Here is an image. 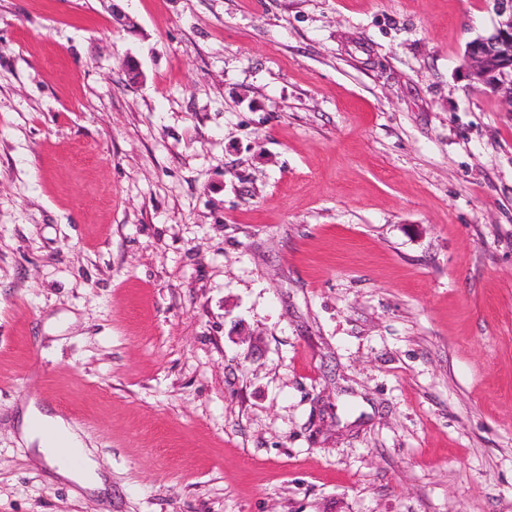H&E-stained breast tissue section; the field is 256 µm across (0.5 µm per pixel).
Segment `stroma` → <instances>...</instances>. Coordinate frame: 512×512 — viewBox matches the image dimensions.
I'll list each match as a JSON object with an SVG mask.
<instances>
[{"mask_svg":"<svg viewBox=\"0 0 512 512\" xmlns=\"http://www.w3.org/2000/svg\"><path fill=\"white\" fill-rule=\"evenodd\" d=\"M493 24L0 0V512H512V110L464 64ZM29 398L107 492L17 446Z\"/></svg>","mask_w":512,"mask_h":512,"instance_id":"1","label":"stroma"}]
</instances>
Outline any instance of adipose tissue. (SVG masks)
<instances>
[{"label": "adipose tissue", "mask_w": 512, "mask_h": 512, "mask_svg": "<svg viewBox=\"0 0 512 512\" xmlns=\"http://www.w3.org/2000/svg\"><path fill=\"white\" fill-rule=\"evenodd\" d=\"M23 407L20 439L33 447L37 459L61 480L91 491L104 490L105 479L98 471L95 451L86 435L63 416L38 407L35 401L24 402ZM72 456L77 457V464H69Z\"/></svg>", "instance_id": "ef3b65f1"}]
</instances>
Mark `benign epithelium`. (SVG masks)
<instances>
[{"label": "benign epithelium", "instance_id": "benign-epithelium-1", "mask_svg": "<svg viewBox=\"0 0 512 512\" xmlns=\"http://www.w3.org/2000/svg\"><path fill=\"white\" fill-rule=\"evenodd\" d=\"M495 16L493 30L469 43L465 66L470 80L512 108V0H485Z\"/></svg>", "mask_w": 512, "mask_h": 512}]
</instances>
